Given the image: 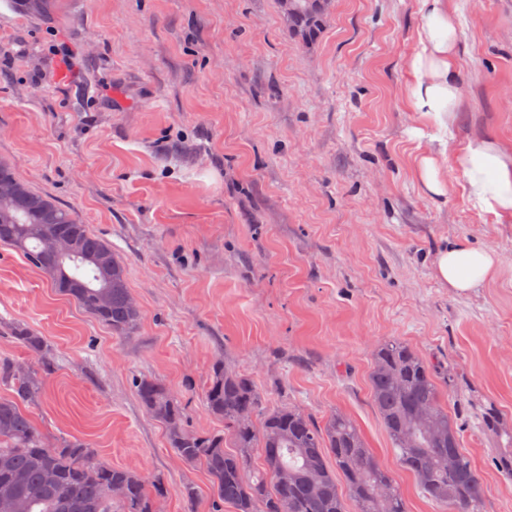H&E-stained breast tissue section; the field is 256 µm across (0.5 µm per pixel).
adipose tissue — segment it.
Segmentation results:
<instances>
[{
	"label": "adipose tissue",
	"mask_w": 512,
	"mask_h": 512,
	"mask_svg": "<svg viewBox=\"0 0 512 512\" xmlns=\"http://www.w3.org/2000/svg\"><path fill=\"white\" fill-rule=\"evenodd\" d=\"M423 23L406 61L411 75L404 100L422 127L431 129L428 150L414 157L412 172L426 193L448 194V170L464 178L466 199L478 215L496 223L512 222V141L470 139L456 155H448L450 134L460 104L459 47L463 32L454 0H420ZM498 261L493 251L458 243L437 255V277L464 291L492 280Z\"/></svg>",
	"instance_id": "ef3b65f1"
}]
</instances>
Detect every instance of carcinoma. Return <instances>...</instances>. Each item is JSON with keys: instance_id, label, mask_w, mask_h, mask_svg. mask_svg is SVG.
<instances>
[{"instance_id": "obj_1", "label": "carcinoma", "mask_w": 512, "mask_h": 512, "mask_svg": "<svg viewBox=\"0 0 512 512\" xmlns=\"http://www.w3.org/2000/svg\"><path fill=\"white\" fill-rule=\"evenodd\" d=\"M291 25L308 37L323 28L321 0H286ZM59 237L76 242L75 254L57 261ZM0 243L18 250L45 273L57 290L118 335L133 334L140 311L127 284L125 266L112 247L95 236L71 211L30 189L0 159ZM11 337L32 353L46 354L42 337L15 326ZM0 494L16 512H156L162 483L149 491L137 472L92 460L88 444L76 438L46 444L24 405L43 392L41 370L0 360ZM369 386L374 408L398 464L422 492L449 512H484L485 487L462 448V436L441 401L435 367L408 344L385 340L372 351ZM146 411L166 430L167 442L189 465L200 464L212 483L213 512H407L391 476L377 462L355 423L334 413L324 420L291 406L261 411L262 395L253 379L216 362L204 404L224 420L235 451L224 449L222 434H201L185 425V412L167 386L152 378L136 382ZM262 473L250 479L254 449ZM286 469L288 484L277 474ZM342 476L350 498L342 494ZM112 484L122 495L108 500Z\"/></svg>"}]
</instances>
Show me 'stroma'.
<instances>
[{
	"label": "stroma",
	"instance_id": "obj_1",
	"mask_svg": "<svg viewBox=\"0 0 512 512\" xmlns=\"http://www.w3.org/2000/svg\"><path fill=\"white\" fill-rule=\"evenodd\" d=\"M456 4L452 154L476 136L512 140V0ZM325 8L309 42L282 0H50L44 14L23 0L0 24V158L111 245L141 310L117 335L0 244V358L38 361L12 325L43 336L36 429L163 478L161 512H210V477L175 455L134 384L162 380L188 429L217 431L203 394L218 361L252 377L264 407L347 413L408 512H445L399 466L372 405V349L395 338L439 364L486 512H512L499 463L512 458V223L471 211L456 168L444 199L412 174L427 146L402 97L418 0ZM451 243L494 251L495 280L440 281Z\"/></svg>",
	"mask_w": 512,
	"mask_h": 512
}]
</instances>
